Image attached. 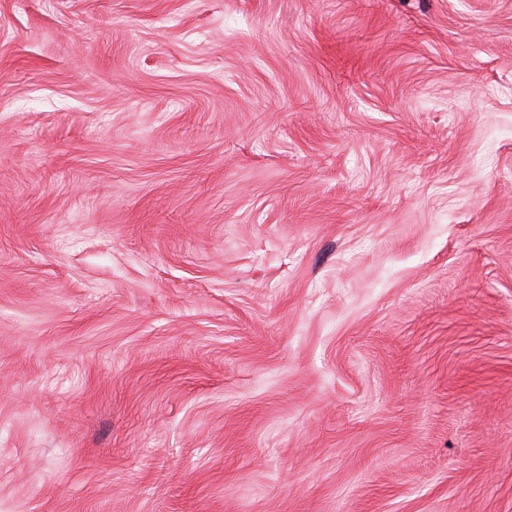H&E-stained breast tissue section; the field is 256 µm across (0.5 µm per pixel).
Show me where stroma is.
Instances as JSON below:
<instances>
[{
  "instance_id": "obj_1",
  "label": "stroma",
  "mask_w": 512,
  "mask_h": 512,
  "mask_svg": "<svg viewBox=\"0 0 512 512\" xmlns=\"http://www.w3.org/2000/svg\"><path fill=\"white\" fill-rule=\"evenodd\" d=\"M0 512H512V0H0Z\"/></svg>"
}]
</instances>
